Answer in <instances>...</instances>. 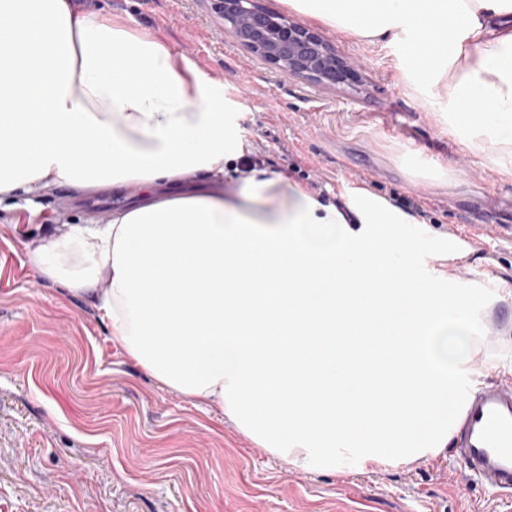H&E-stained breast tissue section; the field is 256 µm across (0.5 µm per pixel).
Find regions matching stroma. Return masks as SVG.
<instances>
[{
    "instance_id": "35a3bbf8",
    "label": "stroma",
    "mask_w": 512,
    "mask_h": 512,
    "mask_svg": "<svg viewBox=\"0 0 512 512\" xmlns=\"http://www.w3.org/2000/svg\"><path fill=\"white\" fill-rule=\"evenodd\" d=\"M224 83L247 145L270 167L321 169L324 189L368 178L421 194L433 229L471 251L456 269L482 280L489 263L512 281V182L476 164L430 107L403 86L397 50L318 24L362 66L361 84L330 89L251 56L223 30L210 0H97ZM55 189L0 201V512H512V503L462 478L451 450L374 472L305 471L266 453L221 411L161 385L112 344L89 297L40 278L23 242L53 224ZM490 228L472 238L473 216ZM476 362L512 371V299L482 315Z\"/></svg>"
}]
</instances>
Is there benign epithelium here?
I'll list each match as a JSON object with an SVG mask.
<instances>
[{
    "label": "benign epithelium",
    "mask_w": 512,
    "mask_h": 512,
    "mask_svg": "<svg viewBox=\"0 0 512 512\" xmlns=\"http://www.w3.org/2000/svg\"><path fill=\"white\" fill-rule=\"evenodd\" d=\"M224 33L251 55L293 77L324 87L359 81L360 65L319 31L269 10L260 0H211Z\"/></svg>",
    "instance_id": "obj_1"
}]
</instances>
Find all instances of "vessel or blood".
<instances>
[{
    "instance_id": "vessel-or-blood-1",
    "label": "vessel or blood",
    "mask_w": 512,
    "mask_h": 512,
    "mask_svg": "<svg viewBox=\"0 0 512 512\" xmlns=\"http://www.w3.org/2000/svg\"><path fill=\"white\" fill-rule=\"evenodd\" d=\"M455 452L466 479L512 497V381L490 383L466 398Z\"/></svg>"
}]
</instances>
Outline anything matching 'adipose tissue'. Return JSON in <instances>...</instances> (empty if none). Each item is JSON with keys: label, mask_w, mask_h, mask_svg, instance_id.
Segmentation results:
<instances>
[{"label": "adipose tissue", "mask_w": 512, "mask_h": 512, "mask_svg": "<svg viewBox=\"0 0 512 512\" xmlns=\"http://www.w3.org/2000/svg\"><path fill=\"white\" fill-rule=\"evenodd\" d=\"M399 47L401 76L512 180V0H287ZM244 142L224 85L150 32L76 0H0V199L56 185L136 187L105 224L27 237L30 262L90 295L113 344L167 388L220 409L304 470L364 473L447 448L479 313L456 238L417 254L413 216L343 189L322 202L268 166L224 181Z\"/></svg>", "instance_id": "adipose-tissue-1"}]
</instances>
